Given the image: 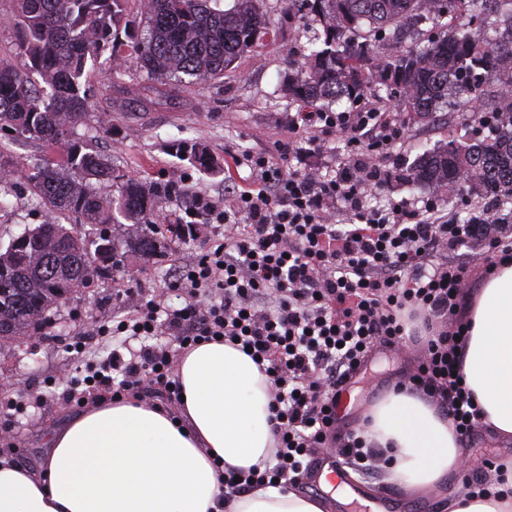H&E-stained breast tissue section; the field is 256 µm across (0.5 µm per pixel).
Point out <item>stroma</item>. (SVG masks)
<instances>
[{
    "mask_svg": "<svg viewBox=\"0 0 512 512\" xmlns=\"http://www.w3.org/2000/svg\"><path fill=\"white\" fill-rule=\"evenodd\" d=\"M260 8L277 40L244 57L235 71L225 73L223 82L191 84L169 94L138 92L142 78L133 71L109 82H95V112L108 121L112 134L96 135L92 143L111 158L118 173L147 182L181 178L193 193L220 204L225 182L250 174L247 167H235L234 157L266 154L276 157L282 168L292 167V159L280 154L278 145L287 140L288 123L301 107L289 97L288 83L306 54V40L298 31L311 21L289 15L285 0H262ZM485 109V102L480 101L449 108L428 122L410 123L409 138L387 160L385 182L371 196V203L430 197L429 189L403 181L405 170L417 154L446 139L448 133L466 136L475 113ZM177 141L205 145L223 166V173L205 174L180 160L171 149ZM41 220L37 201L26 190L15 187L0 194V244ZM223 237V225H200L195 237L173 244L163 257L133 262L126 273L97 277L90 287L63 301L50 313L38 342L0 344V382L10 384L18 405L10 415L0 414V424H12L10 432L0 436V455L39 469L49 435L80 412L65 386L50 387L45 380L70 371L67 345L84 332L86 320L100 326L126 315L128 308L119 294L124 280H132L161 306H180L182 297L171 286L175 264L206 252ZM413 366L411 353L377 351L350 389L351 402L341 430L358 427L370 408Z\"/></svg>",
    "mask_w": 512,
    "mask_h": 512,
    "instance_id": "35a3bbf8",
    "label": "stroma"
}]
</instances>
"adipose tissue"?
<instances>
[{
	"instance_id": "adipose-tissue-1",
	"label": "adipose tissue",
	"mask_w": 512,
	"mask_h": 512,
	"mask_svg": "<svg viewBox=\"0 0 512 512\" xmlns=\"http://www.w3.org/2000/svg\"><path fill=\"white\" fill-rule=\"evenodd\" d=\"M472 327L464 384L481 423L512 438V260L466 302ZM177 415L130 398L100 399L50 435L40 470L0 458V512H325L323 500L265 486L224 500L218 467L273 458L270 385L250 356L221 341L180 355ZM368 437L391 449L388 480L413 496L443 485L464 456L451 424L424 399L393 392L370 413Z\"/></svg>"
}]
</instances>
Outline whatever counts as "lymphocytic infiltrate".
Returning a JSON list of instances; mask_svg holds the SVG:
<instances>
[{"mask_svg": "<svg viewBox=\"0 0 512 512\" xmlns=\"http://www.w3.org/2000/svg\"><path fill=\"white\" fill-rule=\"evenodd\" d=\"M335 133L344 136L351 163L330 178L283 171L266 155L236 159L257 178L225 184L224 205H211L208 219L223 225L224 241L180 266L181 307L165 311L141 289H124L129 314L109 331L140 338V347L85 366L91 387L112 398L158 385L175 404L173 356L150 345V337L170 330L184 352L219 339L247 349L268 374L277 452L263 465L225 471L228 499L275 481L296 484L334 439L344 464L364 475L381 472L385 452L368 442L364 428L336 434L341 397L378 347L398 352L420 343L416 369L396 390L415 392L443 412L461 441L480 426L460 374L469 273L447 255L466 244L481 248V269L489 271L496 258L512 257L508 229L490 224L485 208L459 223L437 196L366 207L383 185L385 159L406 138L405 125L384 105L295 113L280 150L302 159ZM339 202L346 217L332 210ZM414 320L416 335L406 330Z\"/></svg>", "mask_w": 512, "mask_h": 512, "instance_id": "f902f5d3", "label": "lymphocytic infiltrate"}]
</instances>
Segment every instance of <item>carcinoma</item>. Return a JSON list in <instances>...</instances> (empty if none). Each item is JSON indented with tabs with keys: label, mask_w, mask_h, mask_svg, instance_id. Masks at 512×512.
<instances>
[{
	"label": "carcinoma",
	"mask_w": 512,
	"mask_h": 512,
	"mask_svg": "<svg viewBox=\"0 0 512 512\" xmlns=\"http://www.w3.org/2000/svg\"><path fill=\"white\" fill-rule=\"evenodd\" d=\"M7 23L17 34L19 68L0 60V132L58 149L28 169L23 184L43 205L41 224L0 248V343L41 333L49 313L67 299L72 284L149 260L176 242L155 218L169 203L189 202L205 219L209 202L180 179L120 180L112 161L78 128L89 120L90 79L101 58L109 76L133 69L162 79L172 91L184 77L220 81L238 67L269 28L259 0H15ZM320 27L315 47L288 84V95L310 107L360 98L381 82L419 122L451 103L470 102L490 87L501 102L487 134L448 141L419 154L410 181L443 195L463 193L512 202V46L487 37L495 23L512 29V0H289ZM423 21L445 26L428 46L403 44ZM393 44L397 54L385 55ZM176 154L212 173L223 167L198 142H180ZM18 183L12 160L0 151V189ZM117 184L118 200L106 188ZM131 223L118 252L109 226L112 205ZM71 221L65 226L58 217ZM99 225L89 237L80 227Z\"/></svg>",
	"instance_id": "cac0c4a2"
}]
</instances>
